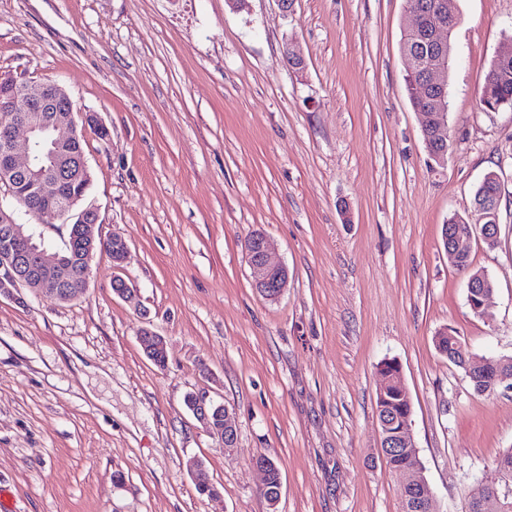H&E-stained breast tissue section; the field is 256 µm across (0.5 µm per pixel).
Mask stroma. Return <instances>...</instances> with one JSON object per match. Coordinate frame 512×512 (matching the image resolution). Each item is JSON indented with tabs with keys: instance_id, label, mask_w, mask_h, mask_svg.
Listing matches in <instances>:
<instances>
[{
	"instance_id": "1",
	"label": "stroma",
	"mask_w": 512,
	"mask_h": 512,
	"mask_svg": "<svg viewBox=\"0 0 512 512\" xmlns=\"http://www.w3.org/2000/svg\"><path fill=\"white\" fill-rule=\"evenodd\" d=\"M457 5L439 166L406 88L405 0H295L288 16L276 0H0V72L65 86L109 130L83 131L88 200L96 232L125 237L136 290L116 296L99 253L80 300L0 297V512H402L375 405L392 358L434 512H468L512 448V389L475 394L433 338L512 356V108L477 101L512 47V0ZM490 170L499 241L469 258L495 293L477 315L441 227ZM256 232L289 271L274 301L247 262ZM147 320L167 369L144 354ZM204 385L236 418L232 450L184 404ZM260 453L282 475L273 509Z\"/></svg>"
}]
</instances>
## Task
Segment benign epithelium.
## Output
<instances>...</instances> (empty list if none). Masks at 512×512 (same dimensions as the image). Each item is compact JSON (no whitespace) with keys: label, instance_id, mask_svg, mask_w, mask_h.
<instances>
[{"label":"benign epithelium","instance_id":"obj_1","mask_svg":"<svg viewBox=\"0 0 512 512\" xmlns=\"http://www.w3.org/2000/svg\"><path fill=\"white\" fill-rule=\"evenodd\" d=\"M411 24L405 37L420 47L412 55L404 53L407 73L413 77L414 87L420 89L417 112L423 118V127L430 132L425 141L426 149L435 150L446 142L443 130L448 127V69L451 51L448 36L455 28V19L448 16L447 0H428L420 6H406ZM27 99L26 113L9 122L0 137V181L8 184L22 183L32 191L33 205L26 214L40 218L50 214L56 217L64 213L60 202L66 195L68 185L88 172L85 156L68 150V146L79 140L81 129L94 125L103 127L95 112H84L77 107L64 86L55 82L19 84L17 78L0 74V98L9 101L18 91ZM45 137L50 142L48 157L55 170L51 178L33 167V145ZM78 216L81 223L76 228L82 231L87 252L85 264H91L98 244L109 242L121 259L114 269L120 271L129 251L126 239L111 233L96 238L89 227L99 223L98 209L92 205L83 208ZM499 235V224H476L467 232L455 234L449 244L448 257L467 253L465 243L476 236L488 245H495ZM248 263L253 271L254 285L265 299L277 300L288 286V269L271 262L267 238L260 232L251 235L246 244ZM66 260L47 250L37 251L33 247L31 225L20 222L13 210L0 209V296L18 299L17 291L27 288L36 295L45 291L61 302H70L83 297L86 289L67 287L66 280L59 275V268ZM493 291L486 290L484 280L470 279L467 282L468 303L474 313L483 312ZM139 339L144 352L165 346V339L151 325L139 330ZM194 403L189 406L193 416L212 437L224 440L237 434L236 421L224 404L215 400L210 389L193 391ZM217 408L224 412V426L215 427L210 421L209 410ZM391 424H380L381 454L387 456L400 448H414L412 426H407L399 435L390 431ZM406 476L403 512H428L432 503V492L425 476L421 460L401 471ZM494 482L499 486L495 493L498 512H512V476L503 471L496 474Z\"/></svg>","mask_w":512,"mask_h":512}]
</instances>
